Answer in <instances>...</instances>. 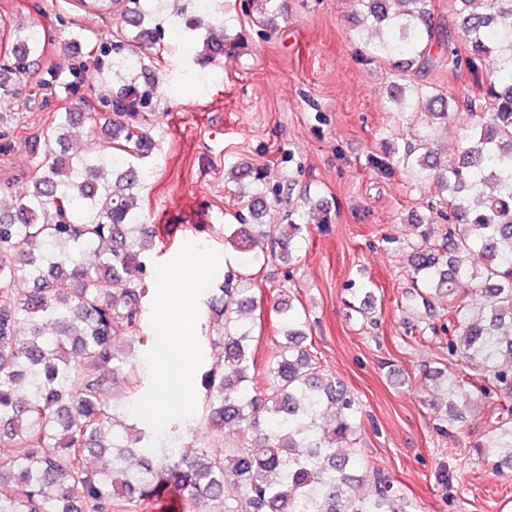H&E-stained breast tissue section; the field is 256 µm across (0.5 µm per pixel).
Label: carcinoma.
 Listing matches in <instances>:
<instances>
[{
    "mask_svg": "<svg viewBox=\"0 0 512 512\" xmlns=\"http://www.w3.org/2000/svg\"><path fill=\"white\" fill-rule=\"evenodd\" d=\"M121 8L136 41L157 43L162 18L181 17L182 0H166L164 16L141 0H100ZM456 25L433 24L435 0H353L362 25L365 58L393 63L400 72L465 70L475 89L462 99L427 85L395 86L394 110L423 106L436 120L452 116L464 126L454 160L441 164L433 132L403 152L371 157L370 166H396L432 179L448 210L442 242L433 243L434 218L413 225L411 288L404 308L415 315L433 297L448 298L454 324L448 359L480 380L470 390L457 377L436 378V401L470 403L474 394L495 404L512 398V0H455ZM210 29L199 58L239 53L244 44L220 38L201 16L185 28ZM54 42L44 27L14 26L0 14V97L60 82L61 72L34 65ZM73 57L88 45L75 32L59 41ZM148 53H133L115 71L96 72L134 81L112 92L108 111L87 112L77 87L71 103L34 137L36 172L11 207L0 209V512H148L172 489L189 496L196 512H406L404 498L377 478L375 494H354L358 407L343 382L327 373L314 346H305L308 320L289 288L274 310L283 341L263 372L256 371L252 311L253 270L291 260L299 248L302 207L327 213L310 196L288 205L284 223L262 221L271 170L233 166L235 190L247 214L224 225V281L208 290L212 330L205 335L228 371L202 374L204 423L235 424L243 440L223 450L204 448L190 458L171 436L155 443L100 395L121 375L131 392L141 382L136 347L147 345L142 324L145 281L165 244L141 223L139 161L155 146L145 109L156 88ZM493 60L495 70H485ZM78 132L88 148L69 151ZM483 262L474 265V254ZM31 283L21 291L20 282ZM470 301L456 303L460 288ZM478 448L512 461V422H500Z\"/></svg>",
    "mask_w": 512,
    "mask_h": 512,
    "instance_id": "obj_1",
    "label": "carcinoma"
}]
</instances>
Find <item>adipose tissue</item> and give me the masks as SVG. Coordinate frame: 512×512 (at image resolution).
Masks as SVG:
<instances>
[{
  "mask_svg": "<svg viewBox=\"0 0 512 512\" xmlns=\"http://www.w3.org/2000/svg\"><path fill=\"white\" fill-rule=\"evenodd\" d=\"M191 328L189 308L161 307L158 321L159 348L154 365L160 374L153 400V414L161 417L181 405L189 388L185 344Z\"/></svg>",
  "mask_w": 512,
  "mask_h": 512,
  "instance_id": "1",
  "label": "adipose tissue"
}]
</instances>
